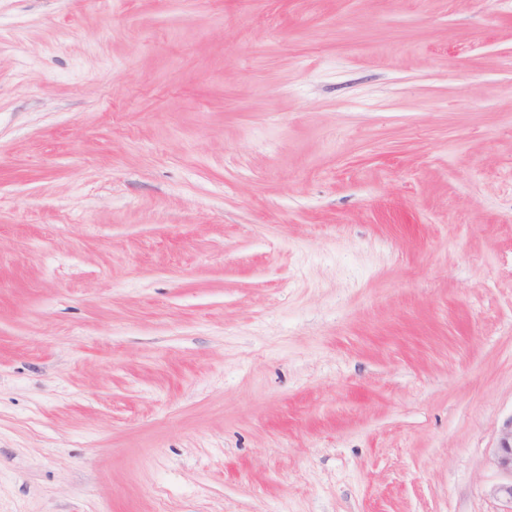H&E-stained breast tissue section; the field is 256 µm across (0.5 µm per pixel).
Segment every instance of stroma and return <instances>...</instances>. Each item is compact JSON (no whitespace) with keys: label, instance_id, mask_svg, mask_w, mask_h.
<instances>
[{"label":"stroma","instance_id":"obj_1","mask_svg":"<svg viewBox=\"0 0 512 512\" xmlns=\"http://www.w3.org/2000/svg\"><path fill=\"white\" fill-rule=\"evenodd\" d=\"M512 0H0V512H512ZM494 457L497 466L510 476V480L498 485L494 493L512 504V422L504 428Z\"/></svg>","mask_w":512,"mask_h":512}]
</instances>
